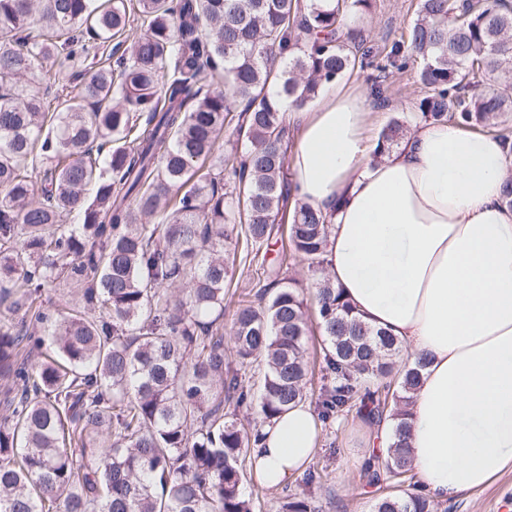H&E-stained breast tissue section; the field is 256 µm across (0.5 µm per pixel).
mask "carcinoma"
Returning a JSON list of instances; mask_svg holds the SVG:
<instances>
[{"label": "carcinoma", "mask_w": 512, "mask_h": 512, "mask_svg": "<svg viewBox=\"0 0 512 512\" xmlns=\"http://www.w3.org/2000/svg\"><path fill=\"white\" fill-rule=\"evenodd\" d=\"M371 5L137 0L146 29L132 35L127 0H0V512H255L250 448L299 402L324 424L393 419L395 441L363 459L359 482L399 489L374 512H438L414 491L405 422L425 360L326 276L330 220L293 197L281 147L277 102L302 109L364 66L363 31L343 28ZM92 40L97 64L58 111L23 94L45 62L63 83ZM385 59L374 103L390 70L418 63L412 119L494 132L512 154V0H420ZM404 125L389 122L375 156ZM278 242L225 344L227 282ZM298 260L315 277L313 318L286 277ZM61 286L77 301L51 310ZM252 406L246 428L238 411ZM322 481L306 470L278 512H319Z\"/></svg>", "instance_id": "carcinoma-1"}]
</instances>
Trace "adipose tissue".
I'll return each mask as SVG.
<instances>
[{"label": "adipose tissue", "mask_w": 512, "mask_h": 512, "mask_svg": "<svg viewBox=\"0 0 512 512\" xmlns=\"http://www.w3.org/2000/svg\"><path fill=\"white\" fill-rule=\"evenodd\" d=\"M364 89L326 84L287 109L290 178L331 215L327 272L357 315L425 358L406 421L416 484L439 501L512 470V172L492 133L420 123L382 159ZM321 424L305 404L262 428L251 464L271 490L311 462Z\"/></svg>", "instance_id": "1"}]
</instances>
